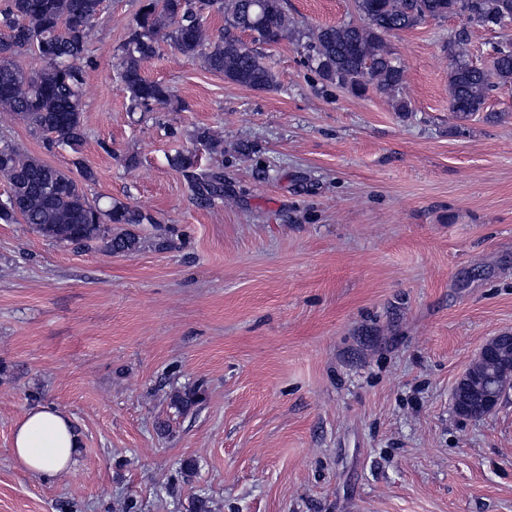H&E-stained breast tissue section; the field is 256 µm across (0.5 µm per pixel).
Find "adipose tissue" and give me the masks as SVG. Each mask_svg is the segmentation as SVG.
<instances>
[{
	"label": "adipose tissue",
	"mask_w": 512,
	"mask_h": 512,
	"mask_svg": "<svg viewBox=\"0 0 512 512\" xmlns=\"http://www.w3.org/2000/svg\"><path fill=\"white\" fill-rule=\"evenodd\" d=\"M79 437L71 420L61 411L40 407L27 411L13 433L18 463L41 474H58L73 464Z\"/></svg>",
	"instance_id": "1"
}]
</instances>
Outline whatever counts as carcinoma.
Masks as SVG:
<instances>
[{
	"label": "carcinoma",
	"instance_id": "1",
	"mask_svg": "<svg viewBox=\"0 0 512 512\" xmlns=\"http://www.w3.org/2000/svg\"><path fill=\"white\" fill-rule=\"evenodd\" d=\"M102 0H3L0 4V111L41 134L47 147L64 144L77 153L85 138L82 115V68ZM360 22L324 25L304 34L307 62L328 86L356 95L369 89L395 97L403 69L394 61L386 36L413 28L427 19L465 15L485 28L512 20V0H355ZM224 15V28L214 36L207 17ZM255 34L266 44L291 38L294 26L282 0H144L125 41L117 48L118 79L132 109L151 112L171 102L168 88L151 81L143 65L172 46L179 54L199 59L206 69L241 86L269 90L274 76L260 54L241 33ZM31 50L45 62L40 72L26 71L16 60ZM449 111L460 118L484 111L490 91L512 84V42L491 46L489 69L469 61L467 39L454 36L446 45ZM198 141L212 154L224 153L223 138L208 129ZM193 197L201 204L224 198V171L201 170L191 154L172 158ZM81 179L7 142L0 145V175L9 192L0 206V221L29 224L56 243L94 248L109 254L131 253L139 240L131 231L112 233L114 224H154L139 207L118 201L104 207L89 197L95 180L80 166ZM202 399L194 388L175 395L187 410Z\"/></svg>",
	"mask_w": 512,
	"mask_h": 512
}]
</instances>
